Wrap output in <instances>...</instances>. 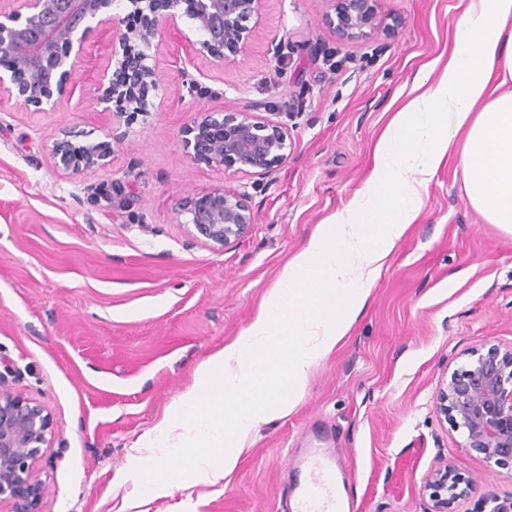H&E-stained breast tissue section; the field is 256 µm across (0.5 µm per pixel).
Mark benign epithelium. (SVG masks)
<instances>
[{"label":"benign epithelium","mask_w":512,"mask_h":512,"mask_svg":"<svg viewBox=\"0 0 512 512\" xmlns=\"http://www.w3.org/2000/svg\"><path fill=\"white\" fill-rule=\"evenodd\" d=\"M168 14L157 15L158 2ZM15 7L0 11V92L39 109L56 108L54 92L76 73L90 32L116 30L112 46L114 70L103 72L95 88L98 104L115 103L117 113L133 117L149 112L148 91L160 76L149 51L162 39L166 25L184 14L198 24L199 53L222 64L246 53L252 28L265 0H126L143 24L121 28L112 14L115 0H10ZM323 17L340 39H352L377 26L379 0H322ZM187 155L249 174H265L288 157V128L246 108L234 112L199 113L182 131ZM56 168L80 175L114 153L108 139L78 145L68 137L52 144ZM187 223L212 244L222 247L245 235L255 223L247 194L233 187L188 197L180 207ZM13 364L0 359V512H40L45 483L41 462L54 437L46 408L12 388L6 377ZM435 409L463 438L462 447L497 465L512 463V347L474 351L465 366L442 379ZM473 490L470 478L441 462L427 484V512H454ZM472 512H512V498L484 495Z\"/></svg>","instance_id":"7a95c632"}]
</instances>
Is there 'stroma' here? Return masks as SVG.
I'll use <instances>...</instances> for the list:
<instances>
[{
	"label": "stroma",
	"instance_id": "1",
	"mask_svg": "<svg viewBox=\"0 0 512 512\" xmlns=\"http://www.w3.org/2000/svg\"><path fill=\"white\" fill-rule=\"evenodd\" d=\"M459 0H380L382 27L339 40L320 0H267L247 52L199 54L195 21L167 28L161 76L133 121L94 102L113 29H95L77 74L41 112L0 99V356L14 388L40 402L55 437L41 512H285L287 451L329 437L357 512H426L439 460L473 479L475 497H512V467L461 448L437 416L439 384L469 354L512 346V232L472 208L456 159L429 181L344 343L315 366L293 412L261 424L236 471L186 472L146 499L119 481L143 437L239 336L316 224L363 185L373 147L420 66L447 52ZM289 48L274 61L271 44ZM191 78L209 87L193 100ZM257 104L286 123L287 160L257 176L190 160L182 129L199 110ZM119 146L103 167L56 169L55 137ZM245 191L256 222L218 247L179 216L185 196Z\"/></svg>",
	"mask_w": 512,
	"mask_h": 512
}]
</instances>
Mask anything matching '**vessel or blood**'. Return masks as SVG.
Segmentation results:
<instances>
[{"instance_id":"1","label":"vessel or blood","mask_w":512,"mask_h":512,"mask_svg":"<svg viewBox=\"0 0 512 512\" xmlns=\"http://www.w3.org/2000/svg\"><path fill=\"white\" fill-rule=\"evenodd\" d=\"M288 467L299 478L294 512H352L353 499L335 457L309 448L293 456Z\"/></svg>"}]
</instances>
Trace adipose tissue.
<instances>
[{"label":"adipose tissue","mask_w":512,"mask_h":512,"mask_svg":"<svg viewBox=\"0 0 512 512\" xmlns=\"http://www.w3.org/2000/svg\"><path fill=\"white\" fill-rule=\"evenodd\" d=\"M510 80L512 0H468L447 61L421 66L412 97L374 147L362 188L315 226L252 323L198 367L145 438L161 454L137 465L155 475L143 493H166L179 461L205 460L214 448L219 475L229 476L258 425L292 412L312 368L348 336L449 155L458 157L469 204L512 231V92L503 89Z\"/></svg>","instance_id":"ef3b65f1"}]
</instances>
